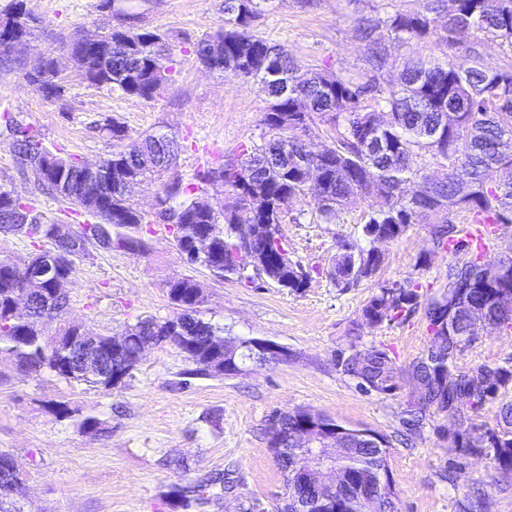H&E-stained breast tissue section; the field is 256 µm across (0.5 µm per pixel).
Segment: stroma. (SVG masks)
I'll return each instance as SVG.
<instances>
[{
	"label": "stroma",
	"instance_id": "35a3bbf8",
	"mask_svg": "<svg viewBox=\"0 0 512 512\" xmlns=\"http://www.w3.org/2000/svg\"><path fill=\"white\" fill-rule=\"evenodd\" d=\"M224 0H141V27L164 34L172 82L152 101L111 91L84 79L72 62L62 64L61 97L48 98L25 80L40 57L62 55V43L79 34L118 27L121 18L108 0H25L35 23L20 52L22 70L0 71V117L29 126L50 149L95 162L111 154L104 127L118 120L132 137L164 132L178 143L174 173L191 179L220 166L241 146L260 144L267 99L252 80H225L206 70L193 53L201 36L224 22ZM255 28L284 47L300 71L326 70L363 79L365 45L358 23L386 24L395 12L425 10L432 0H257ZM433 33L420 42L384 37L389 65L385 79L397 83L408 59L450 60L469 66L473 57L506 63L512 48L476 31L448 36L446 11L435 15ZM0 124V184L31 199L48 222L80 230L91 218L78 208L40 193ZM313 196L289 201L280 232L309 283L288 292L260 278L217 281L188 264L171 234L150 235L146 253L90 247L76 260L66 289L68 318L93 333L119 335L144 317L166 320L177 309L164 282L189 276L204 286L206 319L236 336L265 337L288 347L291 357L257 364L230 376L185 378L189 362L169 344L147 349L125 385L97 390L46 372L19 371L0 354V452L10 454L24 475L20 496L27 512H173L168 493L208 473H224L232 493L188 512H277L285 477L268 444L273 415L312 410L348 428H367L392 439L388 469L398 512H459L479 499L484 512H512V477L503 476L485 455H460L454 418L427 416L413 441L400 443L402 420L416 383L403 376L395 394L370 393L345 372L341 357L386 349L400 366L410 365L431 344L422 313L372 326L362 317L381 284L408 278L425 298L447 287L455 255L432 250L429 226L410 225L384 244L377 273L346 288L331 274L340 241L361 238L365 201L339 211L332 224L319 223ZM512 364V329L480 324L457 360L468 373L478 364ZM63 402L106 427L87 433L74 421L50 413Z\"/></svg>",
	"mask_w": 512,
	"mask_h": 512
}]
</instances>
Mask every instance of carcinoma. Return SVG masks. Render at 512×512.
Here are the masks:
<instances>
[{"mask_svg": "<svg viewBox=\"0 0 512 512\" xmlns=\"http://www.w3.org/2000/svg\"><path fill=\"white\" fill-rule=\"evenodd\" d=\"M445 30L453 34L462 30L489 32L512 46V0H449ZM224 25L197 40L193 53L204 62L218 53L223 67L219 72L226 80H254L267 97L268 108L263 142L245 147L224 160L223 166L197 173L189 181L179 175L165 183L157 197L156 217L175 234L166 222L169 211L179 213L181 226L177 248L186 249L202 232H211L212 258H189L212 275L225 281L250 280L243 264L232 261L239 253L240 239L236 224L247 212L258 213L260 221L270 226L266 242L273 261L261 268L265 277L288 282L287 290L297 292L309 278L303 267L286 256L288 244L279 233L282 219L280 202L307 194L306 169L312 165L322 170L325 184L316 198L318 217L325 224L336 220V213L353 207L358 199H368L361 227L363 242H371V234L379 231L396 240L409 225L425 222L430 225L433 249L455 254L469 250L466 240L458 235L449 213L450 207L469 214L475 221L492 224L512 223V154L504 156L499 144L512 138V63L493 65L476 59L466 69L454 63L433 62L413 58L406 62L400 83L384 85L381 75L388 59L380 48L377 26L364 22L359 26L365 42L369 76L363 82L337 76L331 72L314 71L298 83L297 68L279 44L258 34L254 21L258 15L257 0H224ZM435 19L426 12H396L388 30L402 41H422L433 29ZM112 38L122 41L129 53L101 56L100 48L88 49L86 78L101 86L145 101L162 95L171 81L170 52L164 35L145 28L119 26L112 29ZM48 66L38 85L45 96L61 94L55 79L61 69L59 57L47 58ZM457 113V123L448 124V112ZM332 112L336 116L337 139L330 152L316 155L311 149L313 115ZM6 129L15 136L14 147L38 188L75 206L97 202L100 227L97 236L125 247L136 237L145 218H132L123 223L112 222L113 214L130 208L118 190L117 181L89 184L81 178L79 160L61 155L44 145L38 135L21 126L18 119L8 118ZM112 140L124 144L100 161L103 169L126 172L145 180L169 170L166 144L159 135L140 141L128 140L124 125L114 120L105 126ZM424 152L435 160L448 162L445 181L436 183L423 169L411 164V158ZM59 162L46 170L35 164L40 157ZM418 184L429 194L426 201H417L407 193V185ZM228 194L232 202L221 210L208 201L210 192ZM27 213L34 223H43L44 216L34 204L13 202L10 190L0 185V225L19 223L20 214ZM479 257L448 266V283L471 277L482 279L495 272L500 260H487L478 265ZM368 261L365 247L342 241L337 245L333 275L337 282L350 287L375 274L379 263L371 269L359 270ZM21 278L0 264V352L14 357L18 366L34 372L48 371L66 378L63 366L72 358L68 343L35 335L31 319L42 314L43 296L55 294V285L48 280L42 294L32 301L26 316L11 313L10 302L22 290ZM171 302L178 308L204 301L203 286L187 277H171L164 283ZM433 300L424 299L418 285L411 281L404 288L387 283L380 286L363 308L365 321L379 325L393 320L400 313L410 315L427 308ZM466 303L484 310L485 316L503 326H512V306L505 307L490 299L482 288H473ZM185 325V347L180 349L193 365L189 375L209 376L205 356L213 351L236 353L241 362L251 359V352L240 347L237 337L224 335V327L206 320L201 312ZM157 319H139L126 327V354L133 357L151 335ZM459 337L448 342L436 355L423 351L403 369L386 351L370 349L358 353L357 360H345V371L367 392L393 394L399 388L403 372L413 375L419 386L420 399L410 402L403 421L406 433H419L427 412L435 408L453 410L461 416L464 439L457 448L462 455L482 447L485 438H497L489 449L495 462L512 467V400L501 402L495 412V424H476L473 414L495 400L500 390L512 384V365L497 366L496 380L489 386L473 384L464 373L448 370L445 363L456 365L467 337L475 335L467 320L458 321ZM282 425L310 418L325 425L333 420L309 410L280 414ZM381 447L369 440L366 430L351 428L345 437L336 466L344 474L354 473L357 480L373 484L387 468L390 441L382 437ZM224 492V476L208 474L192 484L172 486L176 501L172 508H187L190 500L207 503L210 490Z\"/></svg>", "mask_w": 512, "mask_h": 512, "instance_id": "1", "label": "carcinoma"}]
</instances>
